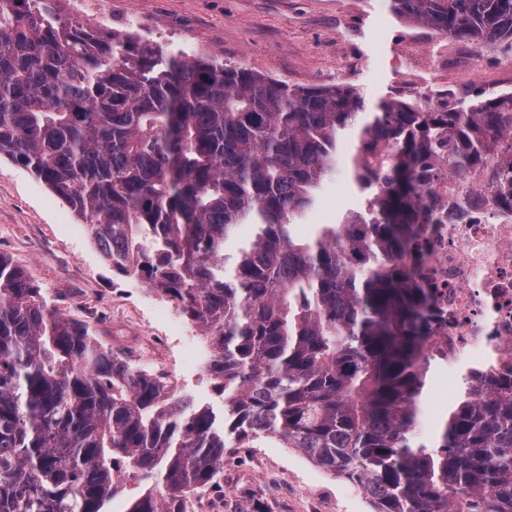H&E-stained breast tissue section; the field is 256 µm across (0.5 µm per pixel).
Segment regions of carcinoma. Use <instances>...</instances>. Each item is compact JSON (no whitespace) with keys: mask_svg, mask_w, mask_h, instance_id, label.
I'll return each mask as SVG.
<instances>
[{"mask_svg":"<svg viewBox=\"0 0 512 512\" xmlns=\"http://www.w3.org/2000/svg\"><path fill=\"white\" fill-rule=\"evenodd\" d=\"M56 0H0V155L89 224L112 267L174 302L213 356L224 413L112 353L0 253V512H107L125 469L152 483L126 512L186 494L258 436L359 486L374 512H512V384L464 376L436 441L417 442L433 356L406 262L420 197L473 173L512 211V92L430 103L357 86L290 87L87 32ZM443 35L512 48V0H391ZM365 204L312 237L346 137ZM253 235L227 253L233 230Z\"/></svg>","mask_w":512,"mask_h":512,"instance_id":"carcinoma-1","label":"carcinoma"}]
</instances>
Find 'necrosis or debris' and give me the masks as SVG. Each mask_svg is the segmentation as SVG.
<instances>
[{"label": "necrosis or debris", "instance_id": "necrosis-or-debris-1", "mask_svg": "<svg viewBox=\"0 0 512 512\" xmlns=\"http://www.w3.org/2000/svg\"><path fill=\"white\" fill-rule=\"evenodd\" d=\"M443 216L422 225L414 243L434 302L426 350L496 385L512 379V211L474 194L450 202Z\"/></svg>", "mask_w": 512, "mask_h": 512}]
</instances>
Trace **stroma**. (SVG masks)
Instances as JSON below:
<instances>
[{
    "label": "stroma",
    "mask_w": 512,
    "mask_h": 512,
    "mask_svg": "<svg viewBox=\"0 0 512 512\" xmlns=\"http://www.w3.org/2000/svg\"><path fill=\"white\" fill-rule=\"evenodd\" d=\"M58 8L140 35L185 60L240 64L291 85L348 82L373 103L395 91H512V51L412 24L391 10L390 0H60ZM363 202L346 162H339L299 231L314 235L337 211ZM0 252L26 269L52 305L88 324L103 346L136 364L155 358L179 392L223 412L199 328L173 302L114 272L90 226L4 156ZM461 380V372L433 367L419 401L421 441H433L448 411L439 391L460 388ZM224 476L214 489L224 512H372L354 484L272 438L227 451Z\"/></svg>",
    "instance_id": "stroma-1"
}]
</instances>
